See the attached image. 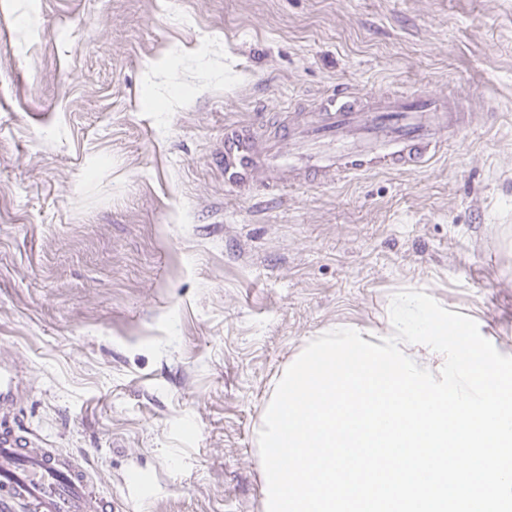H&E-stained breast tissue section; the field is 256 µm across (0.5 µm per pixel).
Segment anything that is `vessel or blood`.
Masks as SVG:
<instances>
[{"mask_svg":"<svg viewBox=\"0 0 512 512\" xmlns=\"http://www.w3.org/2000/svg\"><path fill=\"white\" fill-rule=\"evenodd\" d=\"M278 133L259 121L224 131V186L278 191L313 178L321 183L379 170L423 169L469 128L464 104L429 91L373 96L342 86L304 113L281 111ZM86 472L57 449L23 434L0 414V512H106Z\"/></svg>","mask_w":512,"mask_h":512,"instance_id":"obj_1","label":"vessel or blood"}]
</instances>
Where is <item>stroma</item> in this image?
Wrapping results in <instances>:
<instances>
[{
  "label": "stroma",
  "mask_w": 512,
  "mask_h": 512,
  "mask_svg": "<svg viewBox=\"0 0 512 512\" xmlns=\"http://www.w3.org/2000/svg\"><path fill=\"white\" fill-rule=\"evenodd\" d=\"M464 99L418 173L224 189L337 84ZM422 290L512 356V0H0V367L112 512H266L272 383Z\"/></svg>",
  "instance_id": "1"
}]
</instances>
